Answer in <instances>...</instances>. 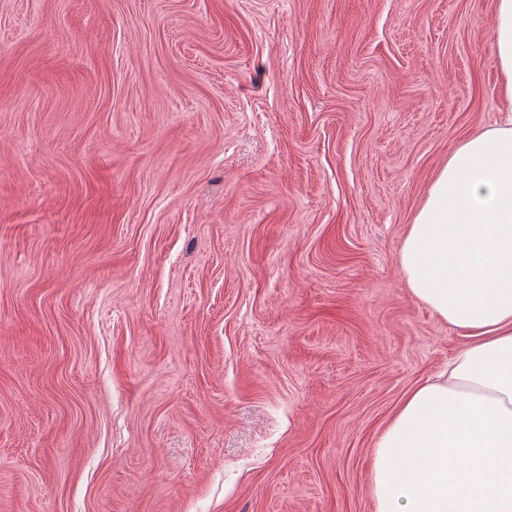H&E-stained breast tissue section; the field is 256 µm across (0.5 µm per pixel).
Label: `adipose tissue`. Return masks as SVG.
<instances>
[{
  "label": "adipose tissue",
  "mask_w": 512,
  "mask_h": 512,
  "mask_svg": "<svg viewBox=\"0 0 512 512\" xmlns=\"http://www.w3.org/2000/svg\"><path fill=\"white\" fill-rule=\"evenodd\" d=\"M492 27L512 98V0H496ZM399 265L465 345L406 393L378 438L373 512H512V123L449 156Z\"/></svg>",
  "instance_id": "adipose-tissue-1"
}]
</instances>
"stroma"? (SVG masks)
I'll use <instances>...</instances> for the list:
<instances>
[{
    "mask_svg": "<svg viewBox=\"0 0 512 512\" xmlns=\"http://www.w3.org/2000/svg\"><path fill=\"white\" fill-rule=\"evenodd\" d=\"M495 0H0V512H373L463 346L408 224L512 116Z\"/></svg>",
    "mask_w": 512,
    "mask_h": 512,
    "instance_id": "obj_1",
    "label": "stroma"
}]
</instances>
